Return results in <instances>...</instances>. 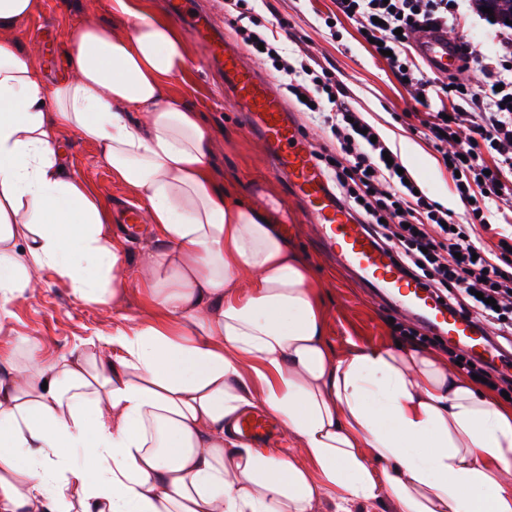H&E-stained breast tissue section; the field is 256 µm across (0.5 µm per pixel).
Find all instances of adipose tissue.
I'll return each instance as SVG.
<instances>
[{
    "label": "adipose tissue",
    "mask_w": 512,
    "mask_h": 512,
    "mask_svg": "<svg viewBox=\"0 0 512 512\" xmlns=\"http://www.w3.org/2000/svg\"><path fill=\"white\" fill-rule=\"evenodd\" d=\"M112 10L129 29L83 26L74 77L52 84L0 42V318L44 268L82 302L120 293L111 214L59 170L69 129L142 201L163 319L52 360L25 336L0 353V512H349L382 495L393 512H512V404L425 346L336 353L309 265L273 210L215 181L200 113L166 91L181 34L139 0ZM253 405L310 467L231 431Z\"/></svg>",
    "instance_id": "1"
}]
</instances>
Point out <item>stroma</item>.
<instances>
[{"instance_id": "1", "label": "stroma", "mask_w": 512, "mask_h": 512, "mask_svg": "<svg viewBox=\"0 0 512 512\" xmlns=\"http://www.w3.org/2000/svg\"><path fill=\"white\" fill-rule=\"evenodd\" d=\"M112 0H35L33 11L12 28L0 31V41L29 51L39 63L43 77L53 82L69 75L71 36L80 27L96 23L124 33L127 18L113 14ZM254 10L263 16L275 15L286 21L274 35L290 52L309 56L335 74L349 101L362 112L380 137L388 134L404 138L422 159L432 162L437 176L423 182V192L435 201L450 199L453 221L464 219L461 201L450 171L429 141L413 133L407 119L416 104L407 95L386 63L373 55L349 20L334 22V0H255ZM453 26L448 34L458 46L469 47L463 65L477 66L496 60L499 28L479 15L471 0H451ZM186 71L169 84V92L188 102L202 114L212 140L211 166L215 180L234 199L253 207H277L280 227L288 241L299 250L321 280L328 313V340L336 350L349 343L386 346L394 338L388 326L389 306L374 289L363 287L359 276L334 265L314 248L307 229L303 203L290 199L285 180L274 174L258 137L241 124L224 79L207 59L204 46L186 36ZM65 174L82 179L110 210L136 202L134 192L118 180L98 159V148L91 140L71 130L57 134ZM119 238L128 263L120 273L123 291L118 307L98 306L77 301L65 281L48 268L39 270L36 290L17 298L10 316L0 321V349L15 336L35 339L44 358L53 359L71 352L92 333H111L121 318L140 322L156 321L159 311L147 293L149 283L141 263L152 236L139 240Z\"/></svg>"}]
</instances>
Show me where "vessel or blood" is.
<instances>
[{
  "instance_id": "1",
  "label": "vessel or blood",
  "mask_w": 512,
  "mask_h": 512,
  "mask_svg": "<svg viewBox=\"0 0 512 512\" xmlns=\"http://www.w3.org/2000/svg\"><path fill=\"white\" fill-rule=\"evenodd\" d=\"M166 6L175 19L190 18L191 31L205 46L209 60L223 68L224 83L244 126L263 139L274 172L284 177L306 204L319 248L339 265L360 270L369 287L392 293L397 311L420 316L449 343L464 344L474 354L485 352L488 342L476 331L472 319L439 304L426 288L407 277L387 251L373 244L363 225L339 206L326 187L309 137L289 114L287 102L272 81L249 64L240 50L217 37L209 15L192 14L191 0H167ZM417 50L432 70L444 73L459 66L447 32L422 33ZM236 426L242 439L261 448L270 447L277 435L276 425L254 409L241 413Z\"/></svg>"
}]
</instances>
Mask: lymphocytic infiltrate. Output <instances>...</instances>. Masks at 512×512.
<instances>
[{"label": "lymphocytic infiltrate", "instance_id": "f902f5d3", "mask_svg": "<svg viewBox=\"0 0 512 512\" xmlns=\"http://www.w3.org/2000/svg\"><path fill=\"white\" fill-rule=\"evenodd\" d=\"M245 0H232L242 24L237 32L250 51L287 78L293 96H305L329 130L336 151L321 156L325 173L337 189V203L366 224L375 244L386 248L403 272L422 282L449 309L474 318L483 335L498 346L512 347V250L492 249L484 240L492 229V206L512 201V38L503 39L492 83L475 87L454 80L425 78L410 54L414 34L448 25V0H337L340 15L354 21L367 37L387 50L386 62L403 81L411 99L421 100L419 132L440 153L448 170L457 172L456 190L469 202V220L446 228L447 209L424 194H415L360 112L345 99L329 72H317L293 60L286 48L268 40L265 20L243 11ZM478 121H470L469 110ZM460 146L450 147L451 138ZM493 162H486V149Z\"/></svg>", "mask_w": 512, "mask_h": 512}]
</instances>
